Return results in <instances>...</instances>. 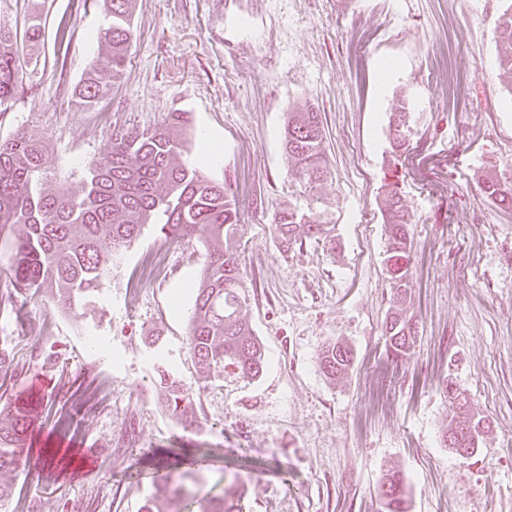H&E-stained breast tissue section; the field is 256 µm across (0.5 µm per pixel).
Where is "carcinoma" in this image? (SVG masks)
<instances>
[{
  "mask_svg": "<svg viewBox=\"0 0 512 512\" xmlns=\"http://www.w3.org/2000/svg\"><path fill=\"white\" fill-rule=\"evenodd\" d=\"M503 9L495 27L499 76L512 95V0H501ZM134 0H104L112 23L98 37L106 48L104 58L91 62L83 82L72 96L92 106L107 95L127 65L133 40L131 18ZM17 35L0 23V106L11 98L20 72L16 63ZM184 113L171 112L165 122L149 132L112 131L106 154L92 163L80 190L52 193L44 184L51 160L43 143L24 132L0 142V248L9 254V265L0 268L6 293L0 306L42 288L54 292L56 304L75 312L112 274L114 260L122 255L146 224H157L171 241H180L198 227L207 231L206 261L187 331L188 348L200 379L224 374L233 367L254 379L266 366L264 349L249 323L241 317L246 302L238 277L241 224L237 208L224 186L206 179L196 168L178 161L185 151L180 130ZM412 126L389 121L390 161L407 149ZM321 113L312 108L288 113L283 143L299 179V192L308 194L317 212L293 208L277 212L273 231L282 246L297 242V227L306 224L312 237L329 233L328 217L317 188L331 176L323 147ZM481 192L492 203L512 208V175L487 174ZM378 207L386 228L385 264L391 283L392 307L385 319V336L392 352L402 357L416 342L417 330L407 315L411 295L409 278L413 256L411 217L394 183L382 187ZM323 374L336 379L353 364V351L332 340L319 355ZM445 396L458 402L456 422L448 429L467 428L482 437L486 426L469 416L463 392L455 383H443ZM163 402L186 426L197 423L196 394L181 380L163 370L160 375ZM37 400L29 396L11 401L5 420H0V471L19 463ZM386 512H408L403 479L390 471L380 486Z\"/></svg>",
  "mask_w": 512,
  "mask_h": 512,
  "instance_id": "1",
  "label": "carcinoma"
}]
</instances>
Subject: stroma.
Masks as SVG:
<instances>
[{"label": "stroma", "instance_id": "stroma-1", "mask_svg": "<svg viewBox=\"0 0 512 512\" xmlns=\"http://www.w3.org/2000/svg\"><path fill=\"white\" fill-rule=\"evenodd\" d=\"M500 0H136L125 74L94 106L72 88L101 56L103 0H0V22L43 37L19 54L21 82L0 107V140L24 130L54 160L51 191L77 192L113 128L153 129L185 113V162L223 184L242 226L239 277L266 357L255 379L225 370L201 389L197 424L165 407L160 369L188 386L197 368L188 314L205 264L203 230L179 242L146 225L99 292L76 312L48 292L0 308V348L17 374L0 395L35 394L26 443L42 461L0 472V512H175L153 469L249 512H384L387 470L409 512H512V210L482 195L481 175L512 167V95L497 77ZM413 105L412 135L388 169V120ZM322 117L331 175L319 190L328 239L296 231L282 247L276 212L307 211L282 144L289 112ZM221 153L201 163L204 141ZM398 182L414 240L418 336L387 351L390 287L382 185ZM167 250L138 285L143 255ZM354 353L324 376L331 340ZM453 380L490 431L462 458L442 443L457 415ZM136 444V455L127 447ZM353 359L351 348L339 340L327 342L319 355L323 374L333 380L348 372L353 364Z\"/></svg>", "mask_w": 512, "mask_h": 512}]
</instances>
